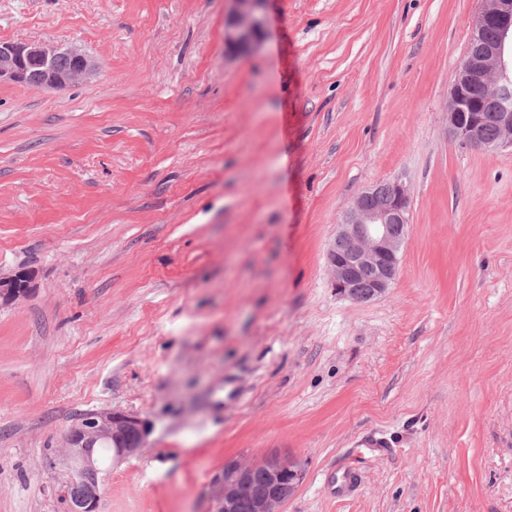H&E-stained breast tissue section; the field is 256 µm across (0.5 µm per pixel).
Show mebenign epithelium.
I'll list each match as a JSON object with an SVG mask.
<instances>
[{"instance_id":"1","label":"benign epithelium","mask_w":512,"mask_h":512,"mask_svg":"<svg viewBox=\"0 0 512 512\" xmlns=\"http://www.w3.org/2000/svg\"><path fill=\"white\" fill-rule=\"evenodd\" d=\"M235 10L224 18V43L236 52H248L262 38L263 0H235ZM493 26L499 39L486 44L480 39ZM512 32V0H484L468 40V54L457 68L448 102V133L470 148L489 152L512 146V63L506 59L505 39ZM61 48L49 44L23 45L0 42V83L24 84L34 90H64L92 76L98 64L76 46L66 48L73 64L56 67ZM495 113L500 129L498 140L479 137L485 113ZM389 202L370 206L378 192L373 186L359 193L344 213L336 240L343 251L330 249L328 263L336 292L355 301H369L384 294L394 283L404 235L395 226L409 220L410 192L406 182H386ZM370 275L363 295L354 292L358 280ZM28 276H0V303L24 296ZM145 422L136 415L112 410L90 411L78 418L64 436L62 461L69 472L64 500L66 512H97L99 484L105 471L99 449L113 445L114 459L136 454L142 448ZM263 471L270 492H252L254 475ZM304 477L302 464L292 458L270 455L257 464L224 461V467L209 483L207 512H281L298 490Z\"/></svg>"}]
</instances>
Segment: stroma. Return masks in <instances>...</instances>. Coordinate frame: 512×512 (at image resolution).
Listing matches in <instances>:
<instances>
[{
    "label": "stroma",
    "mask_w": 512,
    "mask_h": 512,
    "mask_svg": "<svg viewBox=\"0 0 512 512\" xmlns=\"http://www.w3.org/2000/svg\"><path fill=\"white\" fill-rule=\"evenodd\" d=\"M482 0H0V41L98 74L0 83V512H61L82 413L145 420L97 512H206L225 459L305 476L283 512H512V147L448 134ZM402 177L397 277L359 302L328 251ZM386 451L361 447L366 434ZM235 10L224 18V43L236 52H248L262 38L264 19L261 14L264 0H233ZM28 279L24 272L6 277L0 276V303H11L24 296L28 291Z\"/></svg>",
    "instance_id": "obj_1"
}]
</instances>
